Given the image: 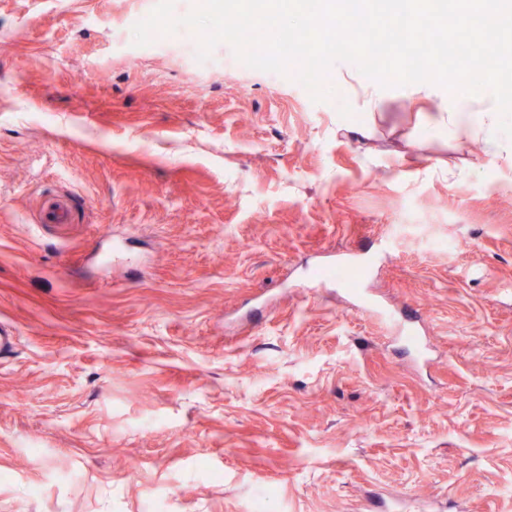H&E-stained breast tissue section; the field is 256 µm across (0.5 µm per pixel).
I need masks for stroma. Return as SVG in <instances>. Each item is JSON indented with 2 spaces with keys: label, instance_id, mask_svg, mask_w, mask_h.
Returning <instances> with one entry per match:
<instances>
[{
  "label": "stroma",
  "instance_id": "stroma-1",
  "mask_svg": "<svg viewBox=\"0 0 512 512\" xmlns=\"http://www.w3.org/2000/svg\"><path fill=\"white\" fill-rule=\"evenodd\" d=\"M155 3L0 0V512H512V158L349 62L134 45ZM72 219V208L67 197L57 195L45 201L41 212V223L70 224Z\"/></svg>",
  "mask_w": 512,
  "mask_h": 512
}]
</instances>
